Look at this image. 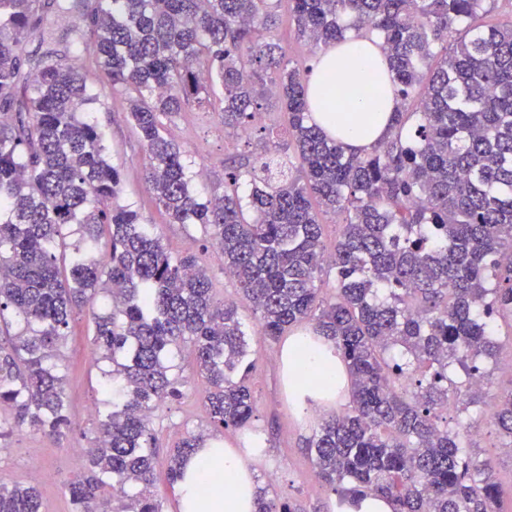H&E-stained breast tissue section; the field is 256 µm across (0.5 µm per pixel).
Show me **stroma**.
Returning a JSON list of instances; mask_svg holds the SVG:
<instances>
[{
  "instance_id": "stroma-1",
  "label": "stroma",
  "mask_w": 512,
  "mask_h": 512,
  "mask_svg": "<svg viewBox=\"0 0 512 512\" xmlns=\"http://www.w3.org/2000/svg\"><path fill=\"white\" fill-rule=\"evenodd\" d=\"M94 117L106 133L111 163L123 173L124 202L134 205L145 223L155 225L171 254L202 253L207 245L202 229L193 224L168 223L165 214L156 206L143 179L145 153L128 117L126 102L119 97H105ZM170 132L181 145L188 164L203 171L199 189L211 191L222 187L225 166L254 161L267 154L273 144L286 143L288 115L284 112L264 114L244 134L225 128L218 113L202 112L193 107L181 113L171 125ZM207 272L213 284L214 300L237 302L246 324L256 326L257 318L251 303L239 294L233 279L225 274L223 264L208 262ZM92 333L91 307L76 310L63 347L66 392L72 410L70 432L54 441L22 427L9 439H0V481L8 484L17 481L38 487L45 512H71L63 485L82 471L81 450L89 445L93 422L89 411L96 408L102 397L99 372L93 366ZM250 343L256 361L250 385L258 406L253 427L260 433L266 449L265 456L254 462L256 479L270 484L273 492L299 505L302 512H336L335 493L310 481L313 468L306 442L320 417L342 409L344 399L317 400L305 408H298L288 397L283 376V341L273 342L254 335ZM180 364L185 380L183 398L167 399L153 416V427L160 444L158 487L165 512H180L176 488L164 476L167 450L186 433L206 426L202 405L205 381L190 354H183ZM472 431L475 447L491 457L502 484L501 506L504 512H512V454L501 450L502 438L485 415L475 416Z\"/></svg>"
}]
</instances>
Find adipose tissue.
<instances>
[{"mask_svg":"<svg viewBox=\"0 0 512 512\" xmlns=\"http://www.w3.org/2000/svg\"><path fill=\"white\" fill-rule=\"evenodd\" d=\"M389 65L372 36H352L329 48L308 89L311 116L330 138L355 153L370 151L391 132L394 100L384 90ZM249 448L206 441L184 463L178 484L181 512H257L256 481ZM210 482H202V473Z\"/></svg>","mask_w":512,"mask_h":512,"instance_id":"ef3b65f1","label":"adipose tissue"}]
</instances>
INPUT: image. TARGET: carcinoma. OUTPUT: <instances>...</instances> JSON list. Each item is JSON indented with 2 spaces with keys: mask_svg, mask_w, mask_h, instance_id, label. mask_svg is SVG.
<instances>
[{
  "mask_svg": "<svg viewBox=\"0 0 512 512\" xmlns=\"http://www.w3.org/2000/svg\"><path fill=\"white\" fill-rule=\"evenodd\" d=\"M45 2L0 0V405L46 437L71 427L61 347L74 309L107 294L111 306L93 314L95 364H112L99 368L107 409L87 473L65 486L71 512H163L151 418L183 396L182 349L206 381L214 431L249 430L257 411L237 306L214 303L204 258L171 256L121 202L122 172L91 118L106 95L127 100L168 223L200 225L261 335L310 322L344 364L349 405L310 441L339 502L375 494L394 512H502L467 413L501 350L497 323L512 324V0H289L317 48L360 31L381 40L397 110L394 133L367 154L312 121L313 67L290 66L274 0H52L58 18L91 20L66 32L81 64L48 51L25 72ZM266 100L288 113L292 141L201 193L168 125L195 104L240 128ZM314 199L340 219L332 252ZM327 269L332 294L320 288ZM493 421L511 448L512 388L493 398ZM204 441L169 449V483ZM257 508L299 512L265 489ZM43 509L36 487L0 484V512Z\"/></svg>",
  "mask_w": 512,
  "mask_h": 512,
  "instance_id": "obj_1",
  "label": "carcinoma"
}]
</instances>
